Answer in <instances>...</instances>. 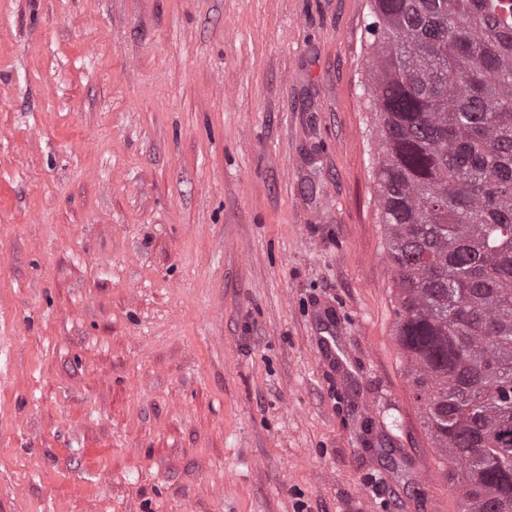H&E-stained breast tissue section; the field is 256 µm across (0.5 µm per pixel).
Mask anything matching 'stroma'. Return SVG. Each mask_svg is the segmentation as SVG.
I'll return each instance as SVG.
<instances>
[{
  "label": "stroma",
  "instance_id": "1",
  "mask_svg": "<svg viewBox=\"0 0 512 512\" xmlns=\"http://www.w3.org/2000/svg\"><path fill=\"white\" fill-rule=\"evenodd\" d=\"M369 8L0 0V512H459L396 339Z\"/></svg>",
  "mask_w": 512,
  "mask_h": 512
}]
</instances>
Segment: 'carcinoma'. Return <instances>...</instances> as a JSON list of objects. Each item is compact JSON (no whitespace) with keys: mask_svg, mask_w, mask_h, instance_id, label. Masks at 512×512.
I'll list each match as a JSON object with an SVG mask.
<instances>
[{"mask_svg":"<svg viewBox=\"0 0 512 512\" xmlns=\"http://www.w3.org/2000/svg\"><path fill=\"white\" fill-rule=\"evenodd\" d=\"M397 342L460 512H512V0H371Z\"/></svg>","mask_w":512,"mask_h":512,"instance_id":"1","label":"carcinoma"}]
</instances>
